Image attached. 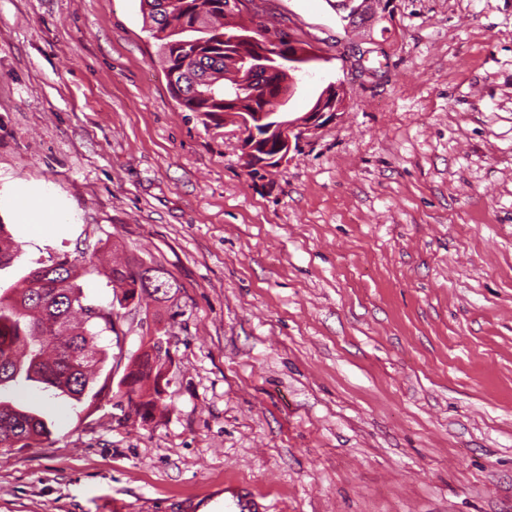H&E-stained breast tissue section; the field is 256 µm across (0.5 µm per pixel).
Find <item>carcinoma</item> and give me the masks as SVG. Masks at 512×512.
<instances>
[{"mask_svg":"<svg viewBox=\"0 0 512 512\" xmlns=\"http://www.w3.org/2000/svg\"><path fill=\"white\" fill-rule=\"evenodd\" d=\"M153 0H140L141 11L156 30H169V36H202L203 44L193 57H180L167 50V39H159L162 61L176 72L169 89L178 104L195 112L206 127L218 126L224 116V93L235 84L234 70L227 60L249 55L262 39L224 41V34L236 33L234 12L224 10L229 0H166L163 20L148 9ZM215 83V93H195L194 83L201 77ZM43 283L33 286L31 275L22 285L0 293V389L29 383L53 396H66L78 404L93 407L105 387L93 390L95 367L108 359L99 347L98 338L105 331H115L112 311L82 301L77 288L76 266L66 256L47 265ZM115 302L124 306L130 299L153 291L156 298L169 301L180 285L169 273L156 274L155 283L147 286L135 258L112 266L109 272ZM170 353L153 344V353L141 354L125 379L131 389L118 392L127 398L131 412L143 421L166 407L162 391L143 399L146 382L164 374ZM51 435L48 421L35 409L0 397V455L15 448H31Z\"/></svg>","mask_w":512,"mask_h":512,"instance_id":"obj_1","label":"carcinoma"}]
</instances>
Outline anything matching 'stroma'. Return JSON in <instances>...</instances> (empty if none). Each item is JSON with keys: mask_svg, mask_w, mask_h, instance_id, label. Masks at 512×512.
<instances>
[{"mask_svg": "<svg viewBox=\"0 0 512 512\" xmlns=\"http://www.w3.org/2000/svg\"><path fill=\"white\" fill-rule=\"evenodd\" d=\"M392 6L363 65L327 0H242L316 56L287 111L346 99L259 178L172 97L139 0H0V289L63 253L103 308L111 258L181 286L113 308L93 413L10 388L54 426L0 457V512H168L228 476L271 512H512V0ZM21 190L66 223L30 232ZM159 329L167 407L123 420Z\"/></svg>", "mask_w": 512, "mask_h": 512, "instance_id": "obj_1", "label": "stroma"}]
</instances>
